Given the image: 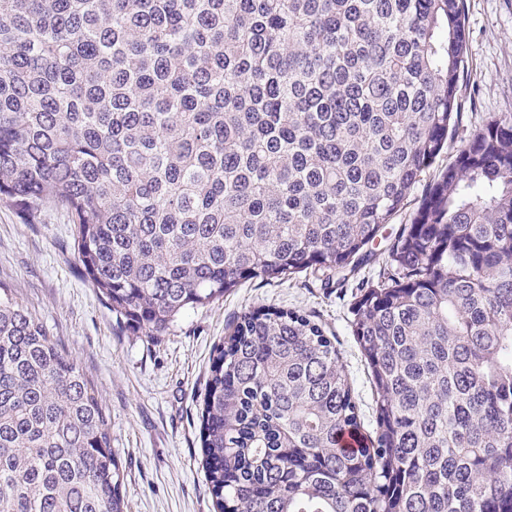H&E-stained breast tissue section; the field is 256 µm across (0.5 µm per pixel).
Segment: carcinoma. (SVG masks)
<instances>
[{"label":"carcinoma","instance_id":"cac0c4a2","mask_svg":"<svg viewBox=\"0 0 512 512\" xmlns=\"http://www.w3.org/2000/svg\"><path fill=\"white\" fill-rule=\"evenodd\" d=\"M466 54L465 0H0V197L65 208L148 336L344 283L426 184L350 304L373 433L321 321L245 311L201 403L214 512H512V113L459 136ZM123 483L84 369L0 292V512H124Z\"/></svg>","mask_w":512,"mask_h":512}]
</instances>
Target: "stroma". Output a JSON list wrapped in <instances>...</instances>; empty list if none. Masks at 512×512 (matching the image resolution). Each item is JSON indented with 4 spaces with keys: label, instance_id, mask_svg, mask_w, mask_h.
I'll return each instance as SVG.
<instances>
[{
    "label": "stroma",
    "instance_id": "stroma-1",
    "mask_svg": "<svg viewBox=\"0 0 512 512\" xmlns=\"http://www.w3.org/2000/svg\"><path fill=\"white\" fill-rule=\"evenodd\" d=\"M467 60L458 97L467 130L512 113V0H465ZM75 226L50 205L25 221L0 198V287L35 313L94 381L110 413L122 463L125 512H214L199 440L201 398L214 346L247 310L288 305L314 313L336 336L363 414L372 394L350 333L355 281H249L210 305L183 311L165 335L118 323L74 251Z\"/></svg>",
    "mask_w": 512,
    "mask_h": 512
}]
</instances>
